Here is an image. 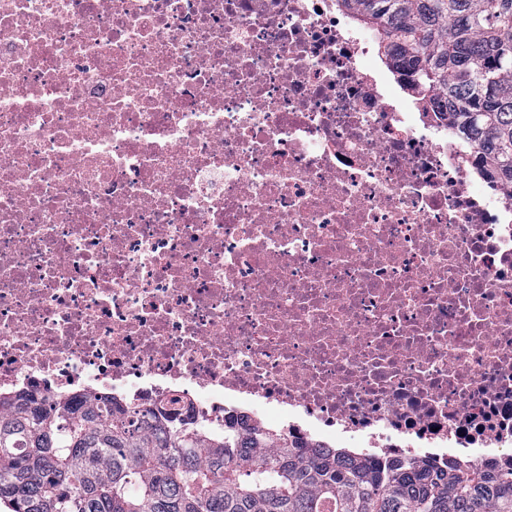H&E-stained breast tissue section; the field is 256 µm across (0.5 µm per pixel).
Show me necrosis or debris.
<instances>
[{
    "label": "necrosis or debris",
    "mask_w": 512,
    "mask_h": 512,
    "mask_svg": "<svg viewBox=\"0 0 512 512\" xmlns=\"http://www.w3.org/2000/svg\"><path fill=\"white\" fill-rule=\"evenodd\" d=\"M336 0H0V394L512 461V198Z\"/></svg>",
    "instance_id": "1"
}]
</instances>
